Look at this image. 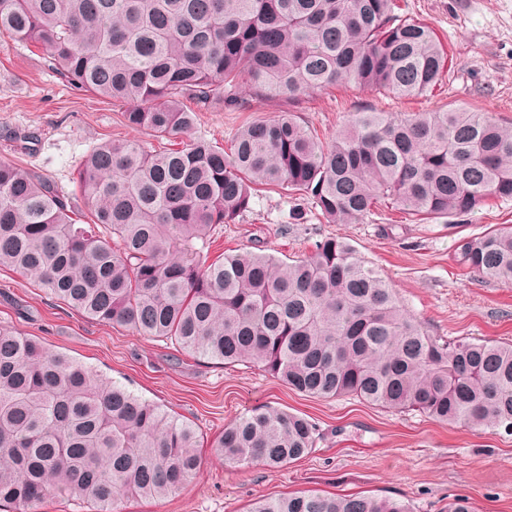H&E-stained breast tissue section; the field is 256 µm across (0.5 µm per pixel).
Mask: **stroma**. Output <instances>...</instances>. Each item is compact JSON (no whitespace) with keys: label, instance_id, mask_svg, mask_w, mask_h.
I'll return each mask as SVG.
<instances>
[{"label":"stroma","instance_id":"stroma-1","mask_svg":"<svg viewBox=\"0 0 512 512\" xmlns=\"http://www.w3.org/2000/svg\"><path fill=\"white\" fill-rule=\"evenodd\" d=\"M397 2L402 16L430 23L449 50L451 77L433 95L404 98L340 85L297 102L258 98L242 111L201 107L193 136L226 147L246 124L288 111L324 142L361 110L408 114L464 104L511 121L512 0ZM127 139L157 150L168 145L122 124L118 106L62 82L41 49L0 33V160L50 179L83 217L87 208L75 185L83 156ZM297 204L281 188H260L249 212L215 231L211 257L254 252L289 261L334 237L381 271L430 334L512 343V284L483 280L455 259L460 239L512 224V200L490 201L458 224L418 221L383 206L359 222L329 224L307 200L298 204L303 220L293 223ZM0 326L38 337L51 351L162 405L208 441L267 405L304 416L321 432L310 454L273 470L231 468L202 448L201 469L188 486L161 501L122 503V512H244L256 498L307 490L391 497L409 502L413 512H443L449 498L466 496L475 512H512V435L353 397H308L255 367L177 354L163 341L86 318L4 267Z\"/></svg>","mask_w":512,"mask_h":512}]
</instances>
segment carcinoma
Wrapping results in <instances>:
<instances>
[{"label": "carcinoma", "instance_id": "cac0c4a2", "mask_svg": "<svg viewBox=\"0 0 512 512\" xmlns=\"http://www.w3.org/2000/svg\"><path fill=\"white\" fill-rule=\"evenodd\" d=\"M396 0H0V32L41 48L69 84L126 105L124 125L164 138L103 142L76 185L78 224L51 181L0 161V267L98 322L223 364L257 366L298 393L355 396L451 425L512 435V344L444 340L351 246L328 237L293 263L243 252L209 260L211 233L250 211L260 185L310 199L328 223L388 203L421 220L512 200V123L465 106L353 112L329 143L295 115L258 119L228 149L201 137L183 100L226 109L246 96L338 85L398 97L450 73L434 28ZM457 262L512 282V224L464 238ZM321 439L309 419L252 409L211 442L233 467L277 469ZM192 425L98 378L32 336L0 327V506L50 497L90 512L162 500L200 467ZM248 512H411L361 494L259 499Z\"/></svg>", "mask_w": 512, "mask_h": 512}]
</instances>
